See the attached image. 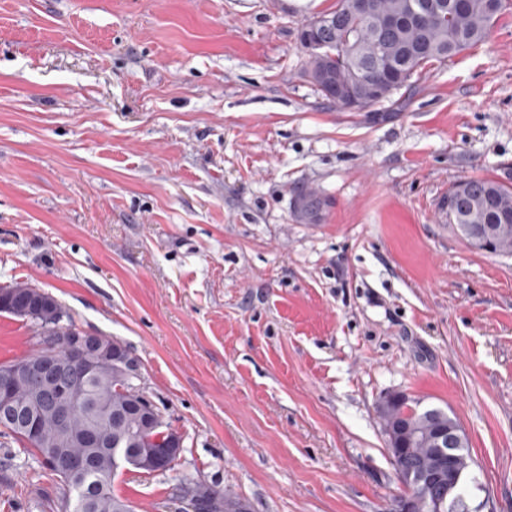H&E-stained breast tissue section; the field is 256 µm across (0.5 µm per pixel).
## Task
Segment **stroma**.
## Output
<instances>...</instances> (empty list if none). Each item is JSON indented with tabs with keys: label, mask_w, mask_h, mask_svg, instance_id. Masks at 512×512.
<instances>
[{
	"label": "stroma",
	"mask_w": 512,
	"mask_h": 512,
	"mask_svg": "<svg viewBox=\"0 0 512 512\" xmlns=\"http://www.w3.org/2000/svg\"><path fill=\"white\" fill-rule=\"evenodd\" d=\"M335 2L0 0V285L139 360L184 451L115 476L135 512H180L185 475L251 512H387L389 392L457 417L469 512H512V256L436 212L512 180V7L381 120L305 74L300 29ZM35 342L0 314V365ZM61 494L0 437V512Z\"/></svg>",
	"instance_id": "35a3bbf8"
}]
</instances>
